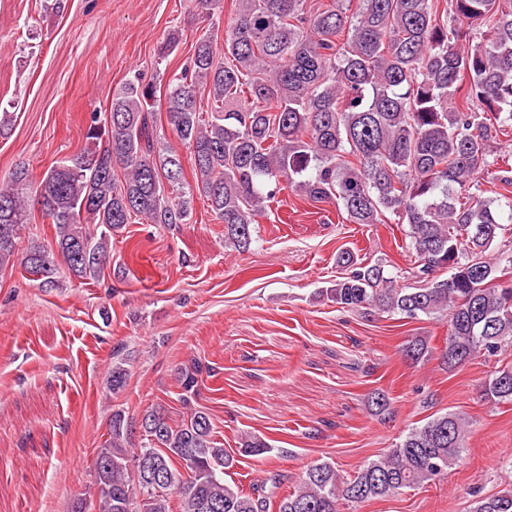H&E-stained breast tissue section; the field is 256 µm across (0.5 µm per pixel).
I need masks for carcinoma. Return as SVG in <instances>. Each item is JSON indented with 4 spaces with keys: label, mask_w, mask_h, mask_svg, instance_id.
<instances>
[{
    "label": "carcinoma",
    "mask_w": 512,
    "mask_h": 512,
    "mask_svg": "<svg viewBox=\"0 0 512 512\" xmlns=\"http://www.w3.org/2000/svg\"><path fill=\"white\" fill-rule=\"evenodd\" d=\"M222 44L197 40L189 64L165 91L167 124L194 159L195 184L175 147L154 135L155 86L136 79L112 95V121L90 116L88 146L49 168L37 186L16 166L0 186V269L20 262L45 285L69 274L98 281L112 263V237L132 220L181 224L199 192L224 223V244L250 246L255 218L291 189L315 202L334 200L351 224L408 226L420 286L398 284L385 265H365L340 250L346 276L321 290L342 309L438 314L448 336L440 359L450 368L512 343V282L488 258L512 232V194L487 195L480 174L491 166V142L512 129V0H237ZM123 170L118 175L117 170ZM54 224L55 247L31 241L16 252L30 202ZM446 269L448 277L436 272ZM412 361L431 354L427 342L405 344ZM200 363L178 369L187 418L159 425L132 446L136 422L122 409L109 418L97 450V512H267L269 498L224 478L235 459L215 438L208 414L195 406ZM129 376L112 362L109 392ZM489 401H512V369L482 384ZM467 421L448 411L412 427L393 448L349 477L327 461L307 467L277 512H340L439 480L464 450ZM250 456L271 450L263 438L241 437ZM154 459L165 487L139 470ZM471 512H512V490L480 497Z\"/></svg>",
    "instance_id": "carcinoma-1"
}]
</instances>
